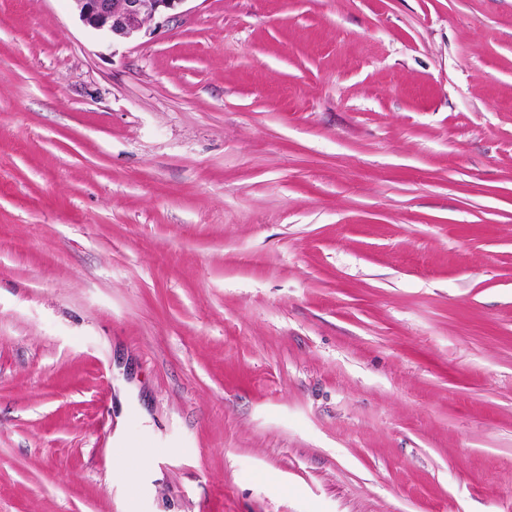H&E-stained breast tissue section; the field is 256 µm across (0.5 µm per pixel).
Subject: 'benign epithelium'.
I'll list each match as a JSON object with an SVG mask.
<instances>
[{"instance_id":"benign-epithelium-1","label":"benign epithelium","mask_w":512,"mask_h":512,"mask_svg":"<svg viewBox=\"0 0 512 512\" xmlns=\"http://www.w3.org/2000/svg\"><path fill=\"white\" fill-rule=\"evenodd\" d=\"M82 24L114 41L137 38L157 18L181 16L186 0H71Z\"/></svg>"}]
</instances>
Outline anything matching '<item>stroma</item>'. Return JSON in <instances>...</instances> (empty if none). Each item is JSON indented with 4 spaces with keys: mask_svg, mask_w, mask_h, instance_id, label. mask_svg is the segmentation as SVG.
<instances>
[{
    "mask_svg": "<svg viewBox=\"0 0 512 512\" xmlns=\"http://www.w3.org/2000/svg\"><path fill=\"white\" fill-rule=\"evenodd\" d=\"M0 512H512V0H0ZM82 24L112 37L136 39L160 17H180L185 0H71Z\"/></svg>",
    "mask_w": 512,
    "mask_h": 512,
    "instance_id": "stroma-1",
    "label": "stroma"
}]
</instances>
